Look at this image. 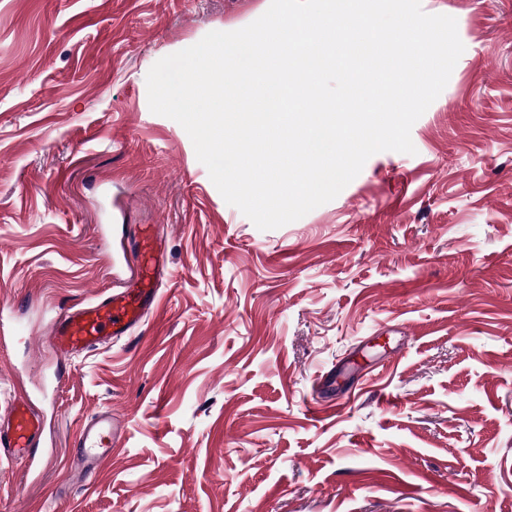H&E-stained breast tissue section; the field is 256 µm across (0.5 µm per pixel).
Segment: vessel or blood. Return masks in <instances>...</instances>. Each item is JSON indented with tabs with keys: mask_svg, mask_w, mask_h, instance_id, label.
<instances>
[{
	"mask_svg": "<svg viewBox=\"0 0 512 512\" xmlns=\"http://www.w3.org/2000/svg\"><path fill=\"white\" fill-rule=\"evenodd\" d=\"M163 243L156 225H142L139 246L127 263L126 287L61 311L50 324L44 350L68 360L131 335L159 306V285L165 274ZM45 430L44 416L34 399L28 392H20L0 410V454L32 458ZM125 431L124 420L108 408L98 409L83 421L74 439L79 474L99 468L122 442Z\"/></svg>",
	"mask_w": 512,
	"mask_h": 512,
	"instance_id": "obj_1",
	"label": "vessel or blood"
}]
</instances>
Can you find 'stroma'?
Here are the masks:
<instances>
[{"label":"stroma","mask_w":512,"mask_h":512,"mask_svg":"<svg viewBox=\"0 0 512 512\" xmlns=\"http://www.w3.org/2000/svg\"><path fill=\"white\" fill-rule=\"evenodd\" d=\"M270 0H0V409L29 376L53 437L0 458V512H512V0H422L465 50L332 201L262 231L148 106L159 59ZM165 235L157 315L69 361L50 320ZM322 406L311 413V402ZM127 430L95 474L71 442ZM126 431L124 420L115 416L110 408H100L82 422L74 439L78 452L77 478L92 472L112 454Z\"/></svg>","instance_id":"obj_1"}]
</instances>
